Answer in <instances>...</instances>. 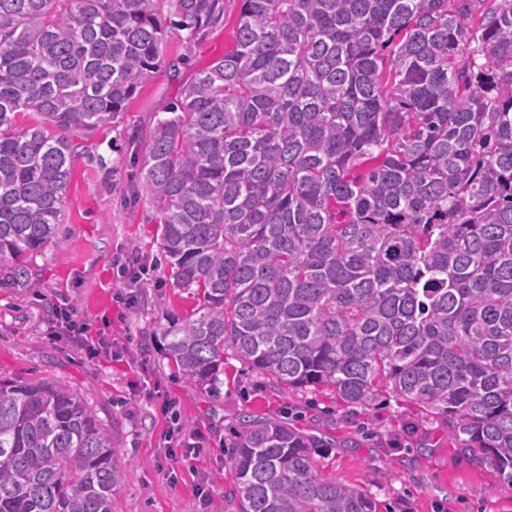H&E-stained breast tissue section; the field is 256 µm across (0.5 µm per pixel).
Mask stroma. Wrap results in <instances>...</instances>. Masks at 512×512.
<instances>
[{"label": "stroma", "instance_id": "obj_1", "mask_svg": "<svg viewBox=\"0 0 512 512\" xmlns=\"http://www.w3.org/2000/svg\"><path fill=\"white\" fill-rule=\"evenodd\" d=\"M237 11L193 48L179 38L168 58L184 56L179 70L148 73L129 100L120 124L92 137L72 134L75 154L56 237L34 255L31 288L0 287V379L47 380L76 390L112 434L123 473L112 512H238L229 466L245 417H263L325 437L315 456L318 473L356 486L379 512H512V488L491 468L462 454L446 421L383 392L366 406L338 401L331 390L283 391L225 349L217 382L193 385L168 361L169 321L196 307L190 291L172 287L161 258L160 216L146 197L134 156L153 114L174 101L181 78L223 55L232 44ZM152 262L141 287L127 288L117 263L129 253ZM67 303L90 328L83 345L50 335L56 304ZM172 403L182 435L202 447L185 462L181 437L169 436L162 409Z\"/></svg>", "mask_w": 512, "mask_h": 512}]
</instances>
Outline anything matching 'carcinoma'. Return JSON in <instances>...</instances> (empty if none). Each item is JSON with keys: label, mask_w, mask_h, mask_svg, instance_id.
<instances>
[{"label": "carcinoma", "mask_w": 512, "mask_h": 512, "mask_svg": "<svg viewBox=\"0 0 512 512\" xmlns=\"http://www.w3.org/2000/svg\"><path fill=\"white\" fill-rule=\"evenodd\" d=\"M224 2L0 0V283L34 286L69 134L119 123L168 38L194 46ZM237 2L233 46L154 113L140 159L197 299L167 358L191 384L230 345L286 391L389 389L512 487V0ZM325 447L243 421L240 512H378L317 474ZM115 453L71 387L0 380V512H112Z\"/></svg>", "instance_id": "cac0c4a2"}]
</instances>
